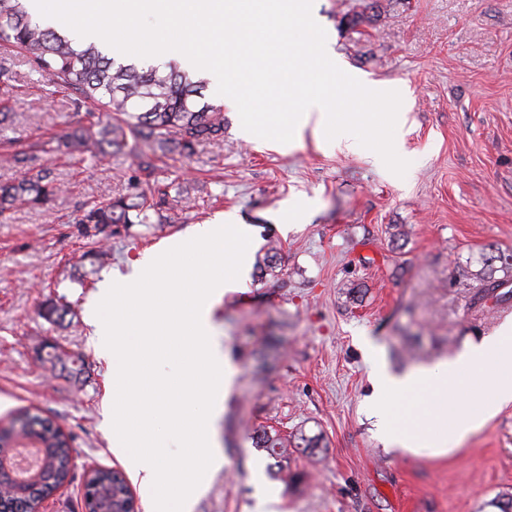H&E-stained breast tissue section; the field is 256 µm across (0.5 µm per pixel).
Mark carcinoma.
I'll return each mask as SVG.
<instances>
[{"label": "carcinoma", "mask_w": 512, "mask_h": 512, "mask_svg": "<svg viewBox=\"0 0 512 512\" xmlns=\"http://www.w3.org/2000/svg\"><path fill=\"white\" fill-rule=\"evenodd\" d=\"M28 0H0V33L49 83L72 91L76 110L93 106L115 114L102 120L86 113L87 124L77 128L66 143L72 153L94 150L103 155L133 157L134 174L128 191L80 208L76 223L81 233L96 238L106 229L130 224H149L152 215L167 217L191 202L189 193L171 192L155 178L158 163L176 152L189 158L206 141L224 140V109L221 105L200 103L205 80L193 79L176 66L161 71L122 63L104 52L96 40L81 43L34 21ZM58 187L45 173L25 171L12 184L0 185V215L27 205H44ZM52 359L70 369L75 378L84 373L79 354L56 353ZM7 434L28 435L39 442V452L57 482L66 480L73 467L68 436L57 431L53 421L29 411L16 416L4 428ZM256 447L271 457L287 459L285 445L276 434L262 432ZM89 484L94 500L86 504L89 512H121L124 508V479L118 473L99 468ZM0 494L7 501L22 505L36 502L42 489H15L11 476L0 472Z\"/></svg>", "instance_id": "carcinoma-1"}]
</instances>
